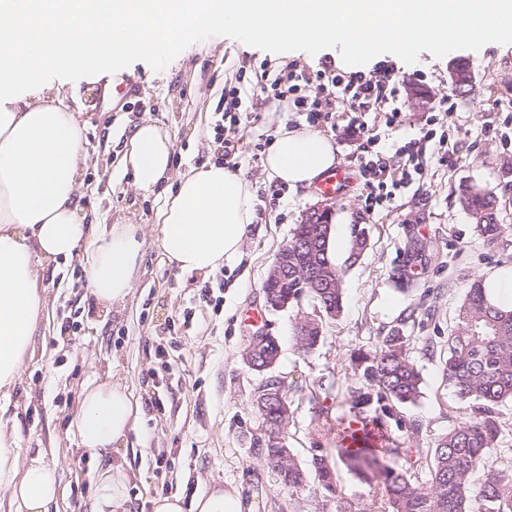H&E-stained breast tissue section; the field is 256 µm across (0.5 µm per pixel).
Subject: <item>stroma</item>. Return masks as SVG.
I'll return each mask as SVG.
<instances>
[{"label":"stroma","instance_id":"35a3bbf8","mask_svg":"<svg viewBox=\"0 0 512 512\" xmlns=\"http://www.w3.org/2000/svg\"><path fill=\"white\" fill-rule=\"evenodd\" d=\"M454 58L471 66L469 93L451 87L448 63ZM319 61L316 55L291 62L269 49L247 51L215 28L160 58L130 56L123 69L99 80L69 74L64 104L84 123L88 157L81 207L97 224L151 230L162 196L134 190L131 173L120 164L132 129L148 119L166 132L173 143L172 172L180 174L214 159V117L224 109L225 86L292 63L314 70ZM396 66L407 88L423 87L436 101L455 95L458 107L447 124L457 161L431 162L420 185L390 207L365 213L354 148L323 124L320 133L333 141L339 165L352 177L344 194L330 199L310 188H288L274 195L262 161L243 157L239 170L255 189L254 221L238 254L218 270L180 272L146 242L131 300L107 312L86 286L81 256L44 275L40 285L49 302L34 354L10 397L0 398V419L16 425L21 458L41 452L55 466L60 497L51 512H89L97 475L113 460L133 475L130 512H150L148 500L156 493L178 492L189 500L214 483L240 493L255 512H368L383 504L382 484L344 464L335 468L339 494L330 501L312 473L317 449L335 447L338 438L336 430L317 429L318 420L354 417L344 400L347 387L360 384L351 355L374 352L397 325L409 339L422 383L418 401L396 409L389 420L392 436L430 448L470 415L443 374L448 336L472 284L512 268V236L487 246L460 203V191L467 185L492 190L500 200V222L512 225V46L468 41L451 53L419 49ZM119 81L125 94H111ZM281 122L298 127L306 117L261 100L224 136L262 144L273 140ZM491 127L500 129L499 137L488 135ZM319 204L333 210L335 266L344 267L353 225L367 226L369 245L357 264L344 267L340 314L322 318V339L304 354L295 346V323L317 315L316 303L307 298L298 307L266 309L262 283L296 224ZM417 305L423 313L401 324L407 308ZM253 310L262 315L259 328L280 344L271 373L286 385L292 413L287 446L310 475L295 493L281 487L255 452L263 428L254 391L263 375L244 358L254 330L246 316ZM114 375L142 401L146 420L113 457L97 459L81 447L72 422L82 391Z\"/></svg>","mask_w":512,"mask_h":512}]
</instances>
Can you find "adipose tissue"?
<instances>
[{
	"label": "adipose tissue",
	"instance_id": "obj_1",
	"mask_svg": "<svg viewBox=\"0 0 512 512\" xmlns=\"http://www.w3.org/2000/svg\"><path fill=\"white\" fill-rule=\"evenodd\" d=\"M262 0H0V397L16 387L33 355L47 305L39 280L52 263L85 255L87 285L101 306L125 302L144 244L134 224L106 230L78 204L86 163L82 127L62 105V85L44 83L75 59L103 75L126 56L161 57L214 27L243 49L279 53L340 50V64L365 68L372 53L394 42L395 16L425 22L472 12L495 24L512 0H280L287 30L267 26ZM173 144L151 122L126 143L123 160L136 190L155 191L170 172ZM337 163L333 141L318 131L279 124L264 167L280 183L307 187ZM250 182L214 162L190 168L157 214L158 245L180 271H212L235 256L254 217ZM145 410L117 380L83 390L75 425L93 456L110 454L142 421ZM16 431L0 422V512H50L59 480L35 456L21 463ZM130 475L111 464L96 483L90 512H129ZM152 512H252L238 493L215 484L184 506L156 494Z\"/></svg>",
	"mask_w": 512,
	"mask_h": 512
}]
</instances>
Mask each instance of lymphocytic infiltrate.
<instances>
[{
	"label": "lymphocytic infiltrate",
	"instance_id": "1",
	"mask_svg": "<svg viewBox=\"0 0 512 512\" xmlns=\"http://www.w3.org/2000/svg\"><path fill=\"white\" fill-rule=\"evenodd\" d=\"M291 101L296 111L305 113L309 124L317 126L334 123L345 113H354L349 129L358 142L359 175L367 213L389 207L398 195L419 184L431 158L427 145L436 141L446 143L447 133L436 128L422 131L396 148L394 156H387L378 134L361 122L369 112L385 116L387 130H395L402 123L405 103L400 93V82L391 71H383L378 78L347 73L336 68L333 61H322L319 69L290 68L287 72L271 75L261 73L248 91L232 86L224 91V111L221 121L237 123L239 113L248 111L250 102L260 96Z\"/></svg>",
	"mask_w": 512,
	"mask_h": 512
}]
</instances>
